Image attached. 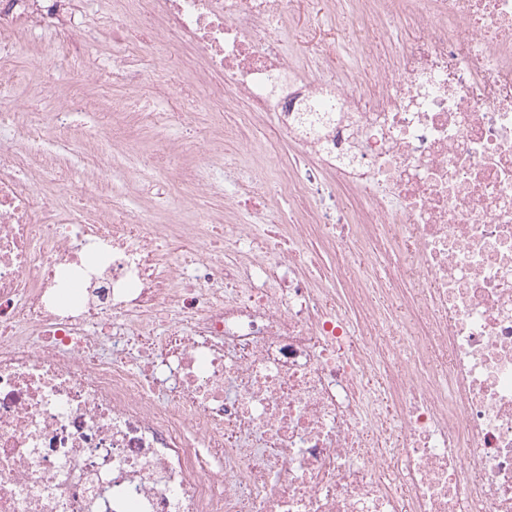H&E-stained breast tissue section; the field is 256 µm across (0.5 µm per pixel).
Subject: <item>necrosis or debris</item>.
Masks as SVG:
<instances>
[{
    "label": "necrosis or debris",
    "mask_w": 512,
    "mask_h": 512,
    "mask_svg": "<svg viewBox=\"0 0 512 512\" xmlns=\"http://www.w3.org/2000/svg\"><path fill=\"white\" fill-rule=\"evenodd\" d=\"M86 0H0V76L54 31L47 73L101 33ZM144 23L261 149L301 224H161L153 208L76 205L35 144L147 165L102 124L0 113V512H512V0H358L416 36L373 87L294 75L274 25L291 0H111ZM167 137L189 109L123 103ZM175 238L190 248L168 250ZM236 254L225 262V254ZM335 255L337 285L323 282Z\"/></svg>",
    "instance_id": "1"
}]
</instances>
